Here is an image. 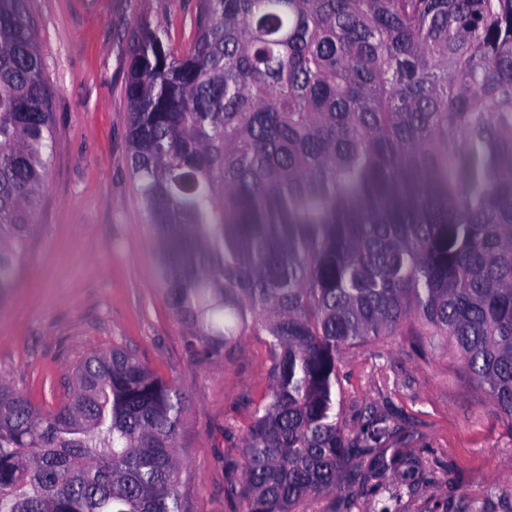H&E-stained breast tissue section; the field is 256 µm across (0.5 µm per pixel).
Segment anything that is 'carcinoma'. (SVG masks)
Masks as SVG:
<instances>
[{
	"label": "carcinoma",
	"instance_id": "1",
	"mask_svg": "<svg viewBox=\"0 0 512 512\" xmlns=\"http://www.w3.org/2000/svg\"><path fill=\"white\" fill-rule=\"evenodd\" d=\"M174 54L144 15L124 95L158 285L193 345L266 337L242 512H298L386 470L399 425L336 411L353 347L416 336L512 428V0H200ZM22 0H0V297L53 152ZM174 386L120 348L44 412L0 381V512H183Z\"/></svg>",
	"mask_w": 512,
	"mask_h": 512
}]
</instances>
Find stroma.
<instances>
[{"instance_id":"1","label":"stroma","mask_w":512,"mask_h":512,"mask_svg":"<svg viewBox=\"0 0 512 512\" xmlns=\"http://www.w3.org/2000/svg\"><path fill=\"white\" fill-rule=\"evenodd\" d=\"M198 0H24L52 94L54 150L15 286L0 300V380L49 411L77 364L120 346L175 386L185 403L177 437L184 512H237L227 479L243 480L242 448L267 390L264 337L220 355L191 350L189 330L157 285L155 230L129 175L124 96L130 32L150 14L175 51L194 36ZM344 418L366 404L413 429L427 477L397 512L425 500L448 512H512V431L458 359L425 360L408 336L346 351Z\"/></svg>"}]
</instances>
